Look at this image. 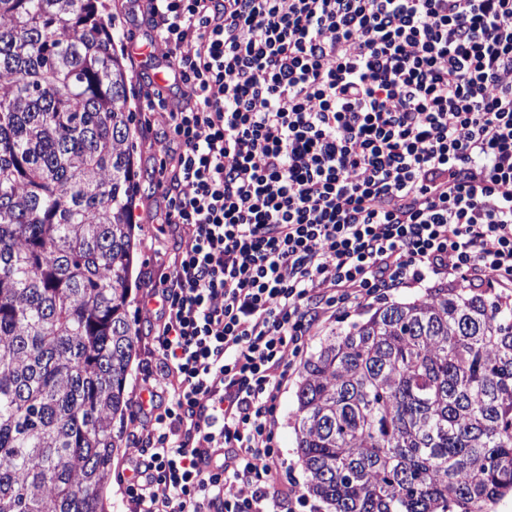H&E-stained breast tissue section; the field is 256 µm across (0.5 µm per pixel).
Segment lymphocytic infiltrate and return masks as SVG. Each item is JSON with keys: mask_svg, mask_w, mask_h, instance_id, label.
<instances>
[{"mask_svg": "<svg viewBox=\"0 0 512 512\" xmlns=\"http://www.w3.org/2000/svg\"><path fill=\"white\" fill-rule=\"evenodd\" d=\"M146 7L186 87L142 106L174 134L156 175L181 241L141 299L159 325L121 494L293 512L273 419L314 329L433 282L512 299V0Z\"/></svg>", "mask_w": 512, "mask_h": 512, "instance_id": "lymphocytic-infiltrate-1", "label": "lymphocytic infiltrate"}]
</instances>
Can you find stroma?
<instances>
[{
	"mask_svg": "<svg viewBox=\"0 0 512 512\" xmlns=\"http://www.w3.org/2000/svg\"><path fill=\"white\" fill-rule=\"evenodd\" d=\"M109 4L110 13L116 18L114 34L119 39L117 47L122 50L132 70V105L137 108L141 105L144 93L152 87L156 73L166 70L171 50L167 44L155 39L151 18L144 8L136 5L135 0H109ZM136 43L150 45V54L134 55L132 46ZM134 126L135 170L138 182L134 222L138 254L132 279L129 315L137 327L138 336L125 386V395L131 401L135 400L139 384L147 373V347L158 324L154 308L142 307L140 300L148 276L159 270L165 251L175 245L172 230L164 222L162 191L157 188L152 175L153 168L164 156L165 144L172 141V133L166 124L165 114L161 112L154 114L152 128H145L139 119L135 120ZM295 392L296 386L292 383L283 390L274 432L283 451L282 467L295 480L297 487L301 488L307 481V475L296 450L293 418Z\"/></svg>",
	"mask_w": 512,
	"mask_h": 512,
	"instance_id": "obj_1",
	"label": "stroma"
}]
</instances>
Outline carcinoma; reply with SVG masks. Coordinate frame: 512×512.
Here are the masks:
<instances>
[{
	"label": "carcinoma",
	"instance_id": "carcinoma-1",
	"mask_svg": "<svg viewBox=\"0 0 512 512\" xmlns=\"http://www.w3.org/2000/svg\"><path fill=\"white\" fill-rule=\"evenodd\" d=\"M106 0H0V512H108L137 340L132 76ZM297 452L331 512L512 497V305L432 288L326 337Z\"/></svg>",
	"mask_w": 512,
	"mask_h": 512
}]
</instances>
